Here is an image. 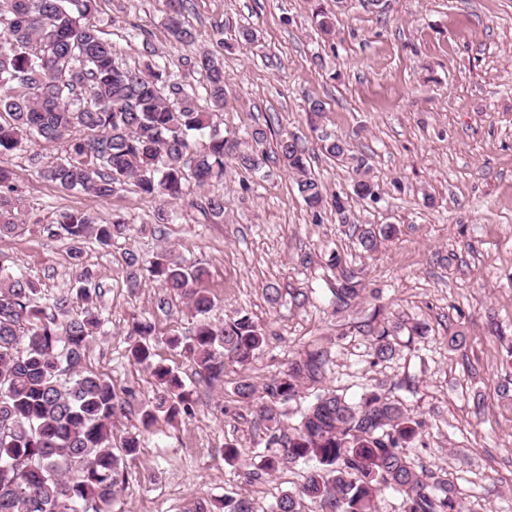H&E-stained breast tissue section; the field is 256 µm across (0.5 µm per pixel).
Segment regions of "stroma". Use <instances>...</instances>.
Listing matches in <instances>:
<instances>
[{
  "label": "stroma",
  "instance_id": "35a3bbf8",
  "mask_svg": "<svg viewBox=\"0 0 512 512\" xmlns=\"http://www.w3.org/2000/svg\"><path fill=\"white\" fill-rule=\"evenodd\" d=\"M99 5L97 26L120 58L144 61L151 42L194 87L201 76L186 59L223 36L227 102L218 128L242 138L269 127L270 153L281 136L297 137L311 173L351 209L350 223L331 211L313 222L295 174L272 161L256 172L229 165L221 181L203 187L187 181L183 199L169 204L131 183L109 197L63 191L39 176L26 148L0 159L14 174L19 217L0 239V272H23L44 299L72 293L85 270L101 288V331L81 366L131 393L113 420V448L157 392L150 371L128 357L134 319L154 324L156 362L177 369L193 391L191 418L142 433L113 512H195L232 491L268 512L305 465L248 482L266 429L235 386H263L312 346L326 352L323 381L304 384L282 405L283 430L321 389L355 399L383 386L426 418L410 456L449 482L462 512H512V0H383L378 9L360 0H186L194 39L183 44L168 38L163 0ZM319 12L333 19L334 36L320 31ZM246 28L254 43L240 42ZM312 99L322 111H310ZM326 132L364 157L379 202L355 196L350 157L321 149ZM216 195L224 199L220 220L206 209ZM64 209L101 224L120 214L129 230L110 246L89 240L77 249L42 230ZM357 224L394 232L367 252ZM165 249L206 269L211 322L244 309L265 328L269 342L252 363L227 364L208 383L168 345V337L190 335L191 308L177 296L159 311L156 282L126 278L129 257L145 265ZM345 274L360 295L336 311L331 290ZM387 322L401 324L402 344L378 363L371 329ZM457 333L463 346L450 344ZM228 443L241 450L232 465L224 461Z\"/></svg>",
  "mask_w": 512,
  "mask_h": 512
}]
</instances>
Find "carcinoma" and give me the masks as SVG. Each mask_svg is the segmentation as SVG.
<instances>
[{"label": "carcinoma", "mask_w": 512, "mask_h": 512, "mask_svg": "<svg viewBox=\"0 0 512 512\" xmlns=\"http://www.w3.org/2000/svg\"><path fill=\"white\" fill-rule=\"evenodd\" d=\"M98 0H0V156L24 145L63 144L51 161L35 152L30 161L41 177L64 190L109 197L133 180L152 198L178 200L185 182L200 186L224 178L231 160L256 168L255 152L267 133L254 129L251 147L217 129L213 117L226 99L221 52L207 51L193 67L200 88L177 80L166 66L148 61L131 66L121 60L95 22ZM184 0H166L165 27L177 42L193 37L184 20ZM277 161L298 174L297 190L314 222L331 208L338 223L349 210L339 196L327 197L324 185L307 173V156L295 140L282 137ZM354 192L379 201L366 163L356 160ZM13 172L0 166V238L14 233ZM129 230L120 215L99 224L82 210H64L43 226L49 237L74 244L95 239L108 246ZM361 246L372 251L391 230L372 224L356 227ZM149 276L162 291L156 306L183 296L197 317L192 336L168 339L193 361L196 374L216 381L226 361H253L267 343L264 329L245 311L213 324L214 299L200 287L206 271L186 264L170 250L149 262ZM340 308L358 296L346 276L331 290ZM81 314L72 317L71 297L43 303L22 273L0 277V512H112V500L124 483L126 460L134 458L141 432L158 418L169 422L194 413L192 390L174 369L154 362V326L135 320L130 334L140 337L131 349L136 363L152 370L161 389L139 412L140 427L112 448V417L127 399L105 378L84 371V352L100 326L98 288L84 279L76 289ZM394 328L372 334L374 356L382 361L396 352ZM323 351L312 349L288 363V370L263 386L266 400L255 398V385L242 379L236 393L265 423V451L249 480L278 470L283 461L311 463L299 486L278 497L272 512H301L306 500L317 512H379L378 493L400 497V512H460L446 483L419 469L407 448L428 428L382 386L350 399L324 389L305 410L295 431L281 433L278 404L296 399L300 383L319 382ZM197 512H255L251 500L226 494Z\"/></svg>", "instance_id": "cac0c4a2"}]
</instances>
